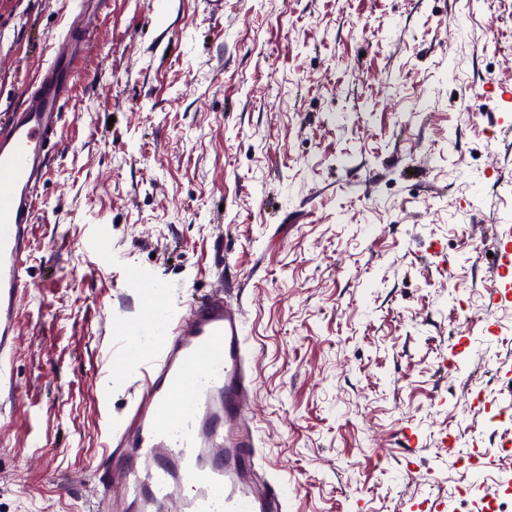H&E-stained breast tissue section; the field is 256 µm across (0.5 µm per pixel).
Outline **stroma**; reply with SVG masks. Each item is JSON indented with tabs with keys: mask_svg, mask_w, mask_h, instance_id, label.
<instances>
[{
	"mask_svg": "<svg viewBox=\"0 0 512 512\" xmlns=\"http://www.w3.org/2000/svg\"><path fill=\"white\" fill-rule=\"evenodd\" d=\"M68 10L0 0V110ZM85 28L0 392V512H108L94 471L167 341L156 283L172 315L215 291L241 310L285 512L503 497L512 300L484 284L512 227V0H101Z\"/></svg>",
	"mask_w": 512,
	"mask_h": 512,
	"instance_id": "stroma-1",
	"label": "stroma"
}]
</instances>
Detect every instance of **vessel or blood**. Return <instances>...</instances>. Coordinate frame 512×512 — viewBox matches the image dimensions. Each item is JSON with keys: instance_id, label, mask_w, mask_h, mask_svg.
Listing matches in <instances>:
<instances>
[{"instance_id": "vessel-or-blood-1", "label": "vessel or blood", "mask_w": 512, "mask_h": 512, "mask_svg": "<svg viewBox=\"0 0 512 512\" xmlns=\"http://www.w3.org/2000/svg\"><path fill=\"white\" fill-rule=\"evenodd\" d=\"M63 41L64 49L25 83L20 105L0 122V356L15 342L30 226L77 54L88 47L79 20ZM496 273L512 275L511 235L498 242ZM254 389L240 310L220 295L191 303L169 330L122 447L95 471L103 495L122 487L118 512H168L173 501L179 512H284L287 488L256 475L257 441L244 419ZM177 393L182 412L171 420Z\"/></svg>"}]
</instances>
